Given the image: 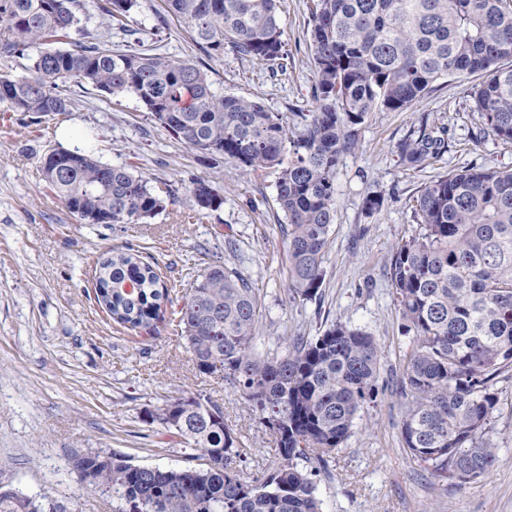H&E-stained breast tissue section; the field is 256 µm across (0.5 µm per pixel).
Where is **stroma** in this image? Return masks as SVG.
Here are the masks:
<instances>
[{"mask_svg":"<svg viewBox=\"0 0 512 512\" xmlns=\"http://www.w3.org/2000/svg\"><path fill=\"white\" fill-rule=\"evenodd\" d=\"M309 4L282 0L286 71L228 50L212 64L215 91L286 116L312 111ZM160 6L161 0H144L128 32H111L113 49L202 58L177 20L158 24ZM479 81L476 74H457L405 111L368 115L358 150L336 168V221L312 301L287 291V224L276 202V171L256 177L229 163H201L131 94L111 99L80 90L65 114L0 113V487L49 497L66 512H112L111 495L82 482L74 459L115 452L138 465L184 466L185 444L152 415L187 394L219 405L234 425L250 450L239 465L242 477L253 479L276 463L255 409L221 374L199 373L173 314L197 276L221 261L248 277L258 297V352L281 353L284 337L318 336L339 321L380 346L376 402L359 413L334 459L314 475L322 512H512V372L494 381L496 461L484 478L456 490L419 465L400 435L404 406L396 386L412 343L400 332L387 275L395 244L417 230L411 205L423 183L469 167L512 168L511 144L477 134L470 92ZM424 119L447 127L449 147L412 170L395 146ZM51 149L132 168L152 186L173 189L177 201L144 224L81 223L41 179L40 161ZM196 179L222 186L224 204L188 224L183 201ZM371 195L384 202L370 215L364 205ZM116 245L158 262L173 288V309L154 328L121 327L94 302L92 269Z\"/></svg>","mask_w":512,"mask_h":512,"instance_id":"35a3bbf8","label":"stroma"}]
</instances>
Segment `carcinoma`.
<instances>
[{
	"label": "carcinoma",
	"mask_w": 512,
	"mask_h": 512,
	"mask_svg": "<svg viewBox=\"0 0 512 512\" xmlns=\"http://www.w3.org/2000/svg\"><path fill=\"white\" fill-rule=\"evenodd\" d=\"M122 30L140 0H108ZM209 59L228 48L286 69L280 0H162ZM309 46L316 65L310 112L296 124L258 101L213 91L203 61L164 53L114 52L106 38L55 47L82 32V0H0V49H33L20 76H0V112L70 111L73 87L135 95L146 111L204 164L224 160L250 175L278 172L276 202L288 225L289 291L317 298L336 219L335 174L354 152L368 114L401 112L459 72L480 74L471 91L479 133L512 144V0H311ZM295 132H290V129ZM448 152V130L426 121L397 145L418 169ZM44 183L84 224H139L176 203L129 167L79 151L53 149L41 160ZM224 193L197 179L187 218L216 211ZM420 231L399 240L389 267L403 335L412 338L399 394L400 434L417 462L461 489L493 466L490 438L499 398L492 381L512 368V169L471 167L435 176L413 197ZM169 290L152 264L127 247L99 262L95 301L131 328L163 318ZM259 301L236 268L200 274L179 309L198 371L221 372L249 401L276 444L278 462L262 477L238 474L248 456L216 405L193 396L154 416L190 447L189 464L140 466L122 454L81 457L82 481L112 494L113 512H321L313 471L350 436L379 395L375 338L342 322L323 334L285 341L261 355L254 341ZM0 512H44L0 492Z\"/></svg>",
	"instance_id": "cac0c4a2"
}]
</instances>
